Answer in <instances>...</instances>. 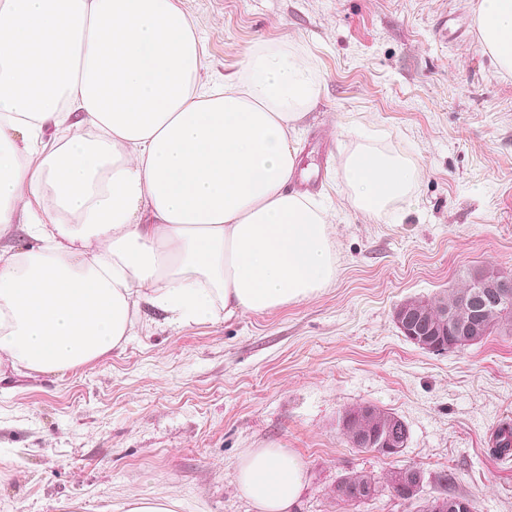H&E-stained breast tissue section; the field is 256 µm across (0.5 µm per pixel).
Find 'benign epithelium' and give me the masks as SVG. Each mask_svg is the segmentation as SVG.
<instances>
[{
    "mask_svg": "<svg viewBox=\"0 0 512 512\" xmlns=\"http://www.w3.org/2000/svg\"><path fill=\"white\" fill-rule=\"evenodd\" d=\"M512 300V275L491 267L474 270L463 290L453 298L418 297L407 299L394 309V321L402 335L420 349L431 353H443L448 342L440 337L452 336L460 345L473 336H483L491 317L498 314L502 303ZM357 415L347 417L346 426L351 445L360 448L365 443L373 444L390 452L405 447V438L392 436L377 429L370 433L359 432L354 422ZM419 473L408 472L405 480L397 486V495L411 496L417 490Z\"/></svg>",
    "mask_w": 512,
    "mask_h": 512,
    "instance_id": "7a95c632",
    "label": "benign epithelium"
}]
</instances>
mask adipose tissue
I'll list each match as a JSON object with an SVG mask.
<instances>
[{
	"label": "adipose tissue",
	"instance_id": "adipose-tissue-1",
	"mask_svg": "<svg viewBox=\"0 0 512 512\" xmlns=\"http://www.w3.org/2000/svg\"><path fill=\"white\" fill-rule=\"evenodd\" d=\"M477 11L483 47L511 74L512 0ZM202 57L178 0H0V224L40 243L0 261V365L57 373L96 359L144 303L178 327L231 320L335 276L322 208L289 189L313 72L250 49L243 79L205 88ZM74 124L83 135L68 136ZM344 179L377 216L415 168L362 147ZM234 480L254 512H294L307 472L288 449L249 448Z\"/></svg>",
	"mask_w": 512,
	"mask_h": 512
}]
</instances>
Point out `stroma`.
Returning <instances> with one entry per match:
<instances>
[{"label": "stroma", "instance_id": "1", "mask_svg": "<svg viewBox=\"0 0 512 512\" xmlns=\"http://www.w3.org/2000/svg\"><path fill=\"white\" fill-rule=\"evenodd\" d=\"M479 0H179L204 44L197 81L244 74L257 48L302 57L319 96L294 135L336 243L318 295L238 318L170 326L142 306L119 347L56 374L0 367V512H125L138 498L178 512H249L233 465L246 448L304 463L298 512H408L391 492L336 502L352 471H448L479 512H512V336L436 355L406 340L395 307L456 287L470 270L512 274V73L483 48ZM360 146L411 162L407 197L376 218L343 173ZM396 413V459L351 447L345 410Z\"/></svg>", "mask_w": 512, "mask_h": 512}]
</instances>
